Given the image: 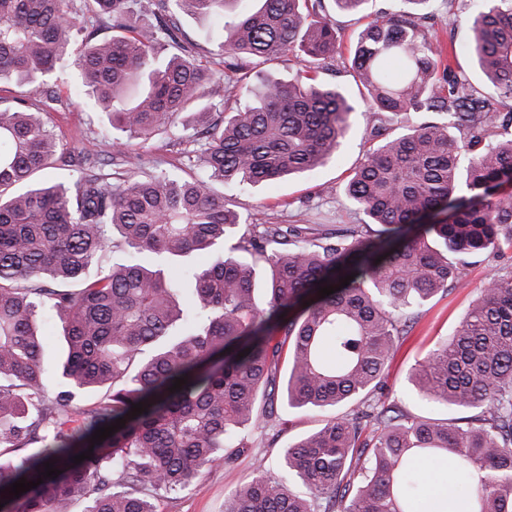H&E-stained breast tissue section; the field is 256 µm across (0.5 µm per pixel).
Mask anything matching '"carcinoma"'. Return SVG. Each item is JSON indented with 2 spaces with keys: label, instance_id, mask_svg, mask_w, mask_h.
I'll return each instance as SVG.
<instances>
[{
  "label": "carcinoma",
  "instance_id": "1",
  "mask_svg": "<svg viewBox=\"0 0 512 512\" xmlns=\"http://www.w3.org/2000/svg\"><path fill=\"white\" fill-rule=\"evenodd\" d=\"M0 0V82L27 97L0 107V504L4 512H157L206 467L247 449L274 416L285 371L291 408L344 409L286 448L281 477L260 473L224 512H414L413 462H448L468 512H512V272L493 274L453 336L413 365L425 401L463 416L434 419L374 399L419 309L463 285V256L512 251V0H481L465 47L481 92L433 40L434 13L401 0L359 33L348 65L360 101L316 81L334 70L338 24L321 0ZM370 0H333L336 15ZM217 22L227 90L247 102L226 117L200 109L204 139L188 162L208 180L145 165L146 143L207 96L210 70L181 42L179 15ZM110 29L116 35L99 37ZM83 93L112 134L114 168L75 158L30 111L64 106L50 80L73 52ZM298 48L307 69L276 79L259 65ZM379 143L353 169L345 198L366 220L340 234L246 224L210 181L255 185L337 158L358 106ZM416 112L394 133L390 117ZM76 167L70 183L37 181ZM120 261L89 269L105 253ZM268 267L259 301L254 264ZM354 275L343 287L344 277ZM339 291L323 298L319 288ZM62 323L66 359L44 361L37 324ZM245 356H240V353ZM187 383L172 389L178 378ZM56 387L49 391L50 380ZM97 388L105 400L79 399ZM141 403L147 411L134 416ZM469 415H464V412ZM124 420L95 444V431ZM92 451L90 458L74 457ZM56 478L16 498L10 485ZM298 480V492L290 480Z\"/></svg>",
  "mask_w": 512,
  "mask_h": 512
}]
</instances>
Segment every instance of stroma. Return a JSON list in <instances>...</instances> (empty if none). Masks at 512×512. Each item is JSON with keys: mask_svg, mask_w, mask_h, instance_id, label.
<instances>
[{"mask_svg": "<svg viewBox=\"0 0 512 512\" xmlns=\"http://www.w3.org/2000/svg\"><path fill=\"white\" fill-rule=\"evenodd\" d=\"M434 8L438 40L444 43L463 40L473 12L467 0H456L451 6L446 0H436ZM212 27V20L185 16L181 19L180 36L201 46L202 61L214 75L210 88L212 101L218 109L229 111L242 105L244 98L228 96L224 90V62L216 56L215 44L207 39ZM74 72V67H67L60 72L55 84L56 91L67 103L66 108L47 112L44 120L68 151L78 152L90 144L101 156H111L112 137L106 132L101 115L85 104L76 89ZM364 126L363 116L354 114L337 160L312 172L231 189V201L237 211L251 224H321L329 231L359 224L362 217L347 202L342 187L371 146L364 136ZM196 147L193 127L175 125L168 133L142 145L141 151L147 169H163L184 178H197L202 174L201 169L189 166L186 158L187 151ZM506 267L512 268V258L471 256L464 270L463 286L449 287L447 293L435 296L421 308L417 324L389 367V400L416 413L446 415L444 406L422 405L416 401L406 379L407 371L438 341L453 335L487 278ZM321 420V413L316 411H290L276 406L275 417L265 431L264 445L235 456L228 464L203 470L196 483L177 499L160 498L159 512H224L225 498L256 473L280 474L279 457L283 448L318 428Z\"/></svg>", "mask_w": 512, "mask_h": 512, "instance_id": "1", "label": "stroma"}]
</instances>
